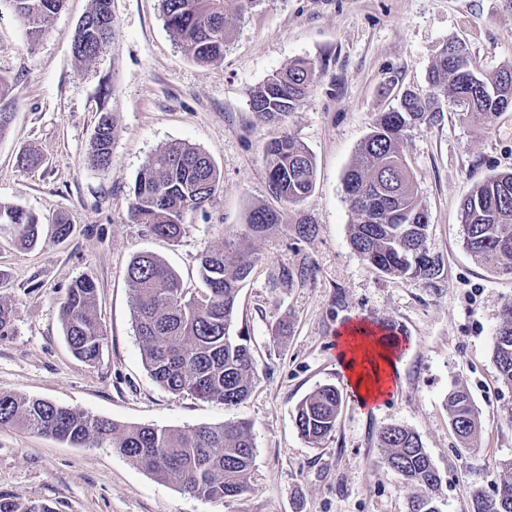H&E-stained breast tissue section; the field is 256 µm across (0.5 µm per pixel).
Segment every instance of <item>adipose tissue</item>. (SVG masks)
Returning <instances> with one entry per match:
<instances>
[{
  "mask_svg": "<svg viewBox=\"0 0 512 512\" xmlns=\"http://www.w3.org/2000/svg\"><path fill=\"white\" fill-rule=\"evenodd\" d=\"M338 339V357L357 396L372 403L388 394L401 359L380 329L355 321L344 326Z\"/></svg>",
  "mask_w": 512,
  "mask_h": 512,
  "instance_id": "1",
  "label": "adipose tissue"
}]
</instances>
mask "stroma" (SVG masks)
I'll return each mask as SVG.
<instances>
[{
  "mask_svg": "<svg viewBox=\"0 0 512 512\" xmlns=\"http://www.w3.org/2000/svg\"><path fill=\"white\" fill-rule=\"evenodd\" d=\"M90 0H67L45 32L27 27L0 0V74L18 98L0 138V203L50 221L70 237L25 249L0 229V302L13 326L0 336V391L40 398L118 425L184 429L251 423L256 454L247 492L221 499L184 494L109 448L75 447L0 427V492L54 512H408L415 489L377 463V432L402 425L421 438L443 478L442 512H470L475 493L506 479L512 388L497 378L493 336L512 279L463 246L460 206L476 180L512 169V112L461 123L452 104L405 143L429 216L438 277L425 282L371 272L353 252L343 176L375 119L406 92H425L439 46L467 43L486 70L512 65V0H264L234 23L222 61L186 59L166 29L159 0H112L116 36L93 62L74 57L75 30ZM297 59L322 64L289 132L313 155L317 178L299 207L315 231L294 240L273 229L254 240L257 260L239 293L235 329L246 336L259 379L227 407L177 395L146 370L126 271L142 252L163 259L186 292L202 287L199 258L239 240L252 205L280 211L269 190L263 146L274 128L256 123L249 94ZM114 113L112 163L88 160L100 109ZM185 142L215 162L220 184L205 211L187 213L179 242L130 222L131 190L147 159ZM37 158L22 163L23 155ZM313 263L314 280L285 286L282 266ZM94 281L104 345L92 364L64 339L61 307L71 284ZM364 319L396 328L414 348L399 387L379 406L354 397L338 361L342 326ZM333 385L343 404L322 441L302 438L300 401ZM465 387L481 421L477 449L460 457L446 401Z\"/></svg>",
  "mask_w": 512,
  "mask_h": 512,
  "instance_id": "stroma-1",
  "label": "stroma"
}]
</instances>
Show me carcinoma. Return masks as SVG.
I'll list each match as a JSON object with an SVG mask.
<instances>
[{
    "label": "carcinoma",
    "mask_w": 512,
    "mask_h": 512,
    "mask_svg": "<svg viewBox=\"0 0 512 512\" xmlns=\"http://www.w3.org/2000/svg\"><path fill=\"white\" fill-rule=\"evenodd\" d=\"M27 22L36 39L65 0H7ZM262 0H161L164 24L186 58L207 65L224 58L231 41L232 20L250 13ZM104 0H91L85 25L75 33L73 54L79 61L97 58L115 37L116 24L99 26ZM320 67L297 60L273 73L249 100L257 123L279 128L266 145L263 160L271 193L287 209L298 207L313 191L314 160L286 129L288 117L305 99ZM429 92H408L398 108L377 117L359 145L344 183L354 216L350 245L369 268L401 278L430 281L440 264L427 245L428 213L418 196L415 174L404 152L408 133L417 125L434 123L446 102L462 101L461 122L479 114L491 121L512 111V65L485 72L466 43L452 40L436 53L428 75ZM16 103L13 81L0 74V137L8 132ZM115 117L100 114L91 143L93 165L112 163ZM220 174L213 160L185 143L154 153L136 178L129 206L130 221L174 242L188 212L202 211L213 198ZM283 214L264 205L250 210L241 246L224 245L205 253L200 273L206 292L189 296L177 273L150 253L133 257L127 276L133 287V315L146 369L163 388L176 394L236 405L252 391L255 361L247 339L233 335L237 297L255 261L251 241L282 226ZM463 246L489 269L512 276V171L497 172L475 182L461 207ZM0 225L12 229L18 242L34 247L45 232L62 241L72 226L58 218L46 224L35 213L0 204ZM312 263L282 268L276 280L291 285L314 279ZM72 353L95 362L104 334L96 311V286L89 278L74 281L61 312ZM493 361L498 379L512 387V300L502 310L495 331ZM343 403L334 386H324L303 399L296 412L299 434L317 442L336 429ZM448 415L461 443V453L474 451L480 432L478 413L468 391L448 395ZM13 425L50 436L75 447L110 448L136 465L201 499L238 495L249 488L256 452L253 426L244 421L200 425L183 430L154 426L121 427L51 401L0 392V426ZM377 463L396 472L419 493L409 512H442L438 506L442 476L420 437L401 425H384L378 432ZM0 512H52L32 500L0 495ZM472 512H512V480L491 495L477 493Z\"/></svg>",
    "instance_id": "obj_1"
}]
</instances>
